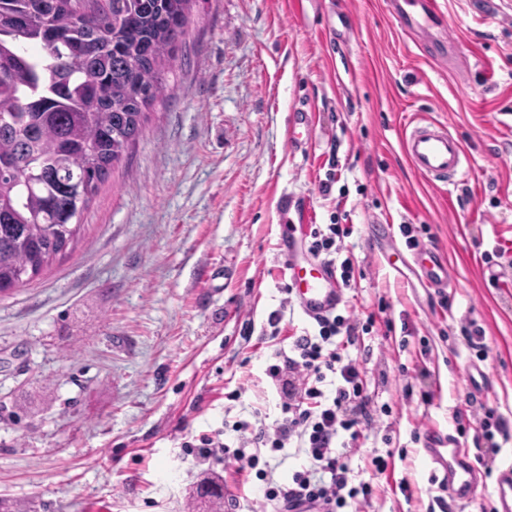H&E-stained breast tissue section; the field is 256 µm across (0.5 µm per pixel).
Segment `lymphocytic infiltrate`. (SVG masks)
<instances>
[{"label": "lymphocytic infiltrate", "instance_id": "obj_1", "mask_svg": "<svg viewBox=\"0 0 512 512\" xmlns=\"http://www.w3.org/2000/svg\"><path fill=\"white\" fill-rule=\"evenodd\" d=\"M349 226L314 224L308 231L310 252L339 267L343 287H351L355 264L347 253ZM317 333L293 337L280 363L270 365L269 376L279 391L282 417L275 424L264 419L239 423L245 438L241 447L211 437L202 438V456L231 453L241 470L262 481L263 499L272 512H349L368 503L375 488L354 482L351 457L375 419L364 370L347 352L361 341L356 314H328L316 318ZM460 435H473L477 449L496 455L498 437L512 433V420L494 408L475 415L454 412ZM299 449L306 463L288 481L274 479L264 449Z\"/></svg>", "mask_w": 512, "mask_h": 512}]
</instances>
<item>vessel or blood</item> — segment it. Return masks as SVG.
<instances>
[{
    "instance_id": "vessel-or-blood-1",
    "label": "vessel or blood",
    "mask_w": 512,
    "mask_h": 512,
    "mask_svg": "<svg viewBox=\"0 0 512 512\" xmlns=\"http://www.w3.org/2000/svg\"><path fill=\"white\" fill-rule=\"evenodd\" d=\"M395 15L400 30L408 35L437 27L442 21L438 0H396ZM287 143L295 152L312 149L315 143L313 112L298 109L292 113ZM403 148L412 166L431 183L454 185L468 174L470 164L466 151L445 124L409 123L404 132ZM278 207L285 219L295 215L305 221L310 217V199L301 193L283 192ZM279 253L294 300L306 316L312 319L324 316L342 304L344 294L335 267L309 252L305 235L288 234L279 244ZM414 259L427 287L439 290L450 285L451 271L445 258L422 247ZM425 448L438 466L436 483L447 491L449 501L470 502L478 484L477 472L454 436L428 434ZM496 495L499 512H512V466L499 472Z\"/></svg>"
}]
</instances>
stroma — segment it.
Returning a JSON list of instances; mask_svg holds the SVG:
<instances>
[{
  "instance_id": "obj_1",
  "label": "stroma",
  "mask_w": 512,
  "mask_h": 512,
  "mask_svg": "<svg viewBox=\"0 0 512 512\" xmlns=\"http://www.w3.org/2000/svg\"><path fill=\"white\" fill-rule=\"evenodd\" d=\"M440 3L432 44L455 46L453 66L401 35L390 0H316L302 15L291 0H191L166 94L72 250L0 295V500L26 512H188L209 477L224 486L220 512H260V481L197 445L238 446L234 427L256 410L275 423L267 369L315 328L284 301L277 200L288 190L309 194L314 223L351 225L361 275L342 307L374 320L349 350L376 420L351 460L354 481L375 488L361 512L436 507L434 465L413 432L455 433L458 408L512 415V0L486 12ZM303 106L317 135L304 155L286 141ZM414 120L447 124L471 158L467 180L438 188L412 167L401 136ZM404 224L445 254V291L374 249L378 226L404 246ZM496 248L502 257L486 259ZM464 326L478 330L475 346ZM484 364L489 380L468 389L461 373ZM378 456L390 457L386 472ZM509 465L512 435L480 463L462 512H497Z\"/></svg>"
}]
</instances>
